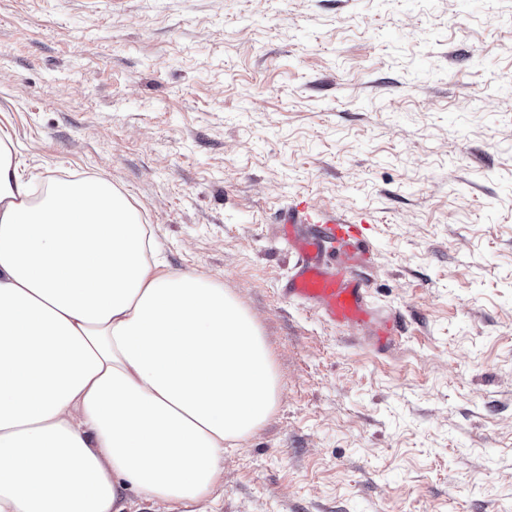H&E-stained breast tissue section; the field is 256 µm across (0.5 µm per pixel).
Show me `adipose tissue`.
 I'll return each instance as SVG.
<instances>
[{
	"label": "adipose tissue",
	"instance_id": "adipose-tissue-1",
	"mask_svg": "<svg viewBox=\"0 0 512 512\" xmlns=\"http://www.w3.org/2000/svg\"><path fill=\"white\" fill-rule=\"evenodd\" d=\"M144 238L106 181L32 199L0 137V512H124L126 489L211 512L225 442L273 412L253 318Z\"/></svg>",
	"mask_w": 512,
	"mask_h": 512
}]
</instances>
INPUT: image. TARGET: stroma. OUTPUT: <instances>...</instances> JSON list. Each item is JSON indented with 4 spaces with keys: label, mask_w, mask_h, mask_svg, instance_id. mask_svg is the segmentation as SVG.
I'll return each instance as SVG.
<instances>
[{
    "label": "stroma",
    "mask_w": 512,
    "mask_h": 512,
    "mask_svg": "<svg viewBox=\"0 0 512 512\" xmlns=\"http://www.w3.org/2000/svg\"><path fill=\"white\" fill-rule=\"evenodd\" d=\"M1 132L259 326L213 512H512V0H0ZM301 196L369 221L386 350L285 296Z\"/></svg>",
    "instance_id": "1"
}]
</instances>
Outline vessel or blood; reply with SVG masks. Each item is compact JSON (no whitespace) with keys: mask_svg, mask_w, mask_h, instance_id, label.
<instances>
[{"mask_svg":"<svg viewBox=\"0 0 512 512\" xmlns=\"http://www.w3.org/2000/svg\"><path fill=\"white\" fill-rule=\"evenodd\" d=\"M279 221L297 253L286 295L330 325L371 326L377 348L391 344L400 319L381 314L369 301L361 269L370 262L372 249L362 222L305 201L281 210Z\"/></svg>","mask_w":512,"mask_h":512,"instance_id":"vessel-or-blood-1","label":"vessel or blood"}]
</instances>
